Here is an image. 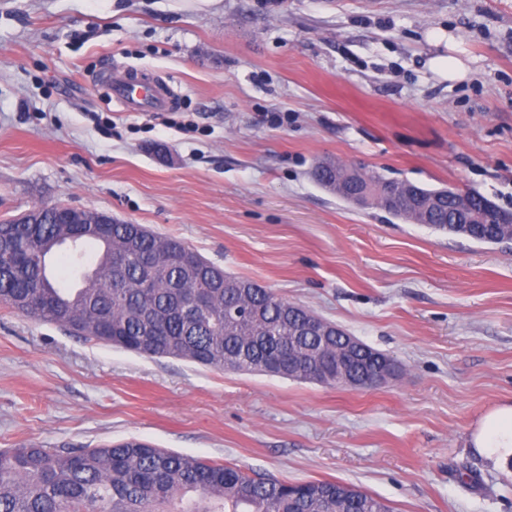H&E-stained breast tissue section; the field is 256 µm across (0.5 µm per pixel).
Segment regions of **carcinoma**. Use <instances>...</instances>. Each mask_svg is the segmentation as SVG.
Instances as JSON below:
<instances>
[{
    "mask_svg": "<svg viewBox=\"0 0 512 512\" xmlns=\"http://www.w3.org/2000/svg\"><path fill=\"white\" fill-rule=\"evenodd\" d=\"M335 161L316 160L310 177L347 201L330 171ZM479 223L466 236L486 244L512 240L495 224L489 199L469 191ZM455 196L427 215L428 227L457 233L450 220ZM391 217L417 223L416 213L383 202L371 204ZM68 207L40 208L36 224L0 223V306L54 323L69 333L146 358L188 360L232 372L271 373L288 355L322 354L335 361L331 336L299 333L312 311L256 281L224 272L183 241L141 224L117 219L101 231L62 223ZM82 242L99 250L95 266L82 269ZM69 249L70 269L81 282L77 297L53 278L48 257ZM121 277L125 287H111ZM0 512H392L363 490L336 495V482H282L249 474L233 464L210 463L131 439L99 448L51 450L35 443L0 449Z\"/></svg>",
    "mask_w": 512,
    "mask_h": 512,
    "instance_id": "cac0c4a2",
    "label": "carcinoma"
}]
</instances>
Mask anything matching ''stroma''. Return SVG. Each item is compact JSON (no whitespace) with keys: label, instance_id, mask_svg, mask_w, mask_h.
Returning <instances> with one entry per match:
<instances>
[{"label":"stroma","instance_id":"stroma-1","mask_svg":"<svg viewBox=\"0 0 512 512\" xmlns=\"http://www.w3.org/2000/svg\"><path fill=\"white\" fill-rule=\"evenodd\" d=\"M434 31L464 79L430 70ZM117 66L165 81L172 108L123 111ZM318 158L512 210V0H0V219L63 204L146 225L402 367L336 389L0 307V449L135 438L394 512H512V472L471 443L512 403V241L354 207L309 178Z\"/></svg>","mask_w":512,"mask_h":512}]
</instances>
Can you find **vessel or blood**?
<instances>
[{"label": "vessel or blood", "mask_w": 512, "mask_h": 512, "mask_svg": "<svg viewBox=\"0 0 512 512\" xmlns=\"http://www.w3.org/2000/svg\"><path fill=\"white\" fill-rule=\"evenodd\" d=\"M107 85L113 102L127 112H162L173 104L167 86L138 77L124 68L114 69Z\"/></svg>", "instance_id": "1"}]
</instances>
